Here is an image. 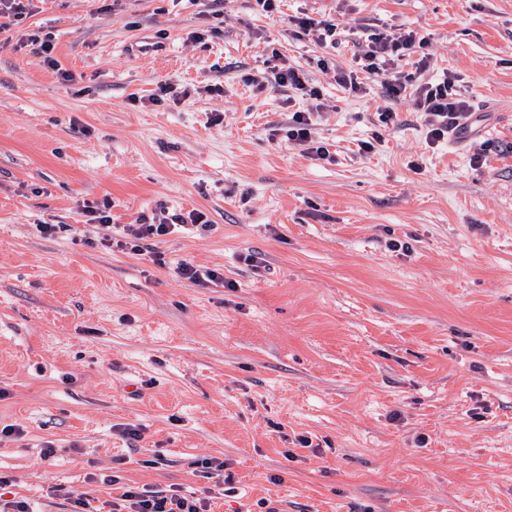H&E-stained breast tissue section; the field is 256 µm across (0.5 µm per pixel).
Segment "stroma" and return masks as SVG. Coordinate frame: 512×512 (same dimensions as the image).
Listing matches in <instances>:
<instances>
[{
  "label": "stroma",
  "mask_w": 512,
  "mask_h": 512,
  "mask_svg": "<svg viewBox=\"0 0 512 512\" xmlns=\"http://www.w3.org/2000/svg\"><path fill=\"white\" fill-rule=\"evenodd\" d=\"M376 30L423 38L425 79L455 76L482 135L429 143L378 78L338 85ZM275 49L320 100L248 83ZM319 102L326 160L282 135ZM106 199L115 239L159 209L213 228L108 248L83 208ZM8 425L5 497L32 512L111 500L113 476L212 512H512V0H30L0 31ZM297 25L302 33L312 35L319 43H329L334 47L338 42L336 39L337 25L332 20L306 16L298 18ZM178 274L195 284L208 287L210 284H224V274L218 268H204L190 263H183L177 268Z\"/></svg>",
  "instance_id": "35a3bbf8"
}]
</instances>
